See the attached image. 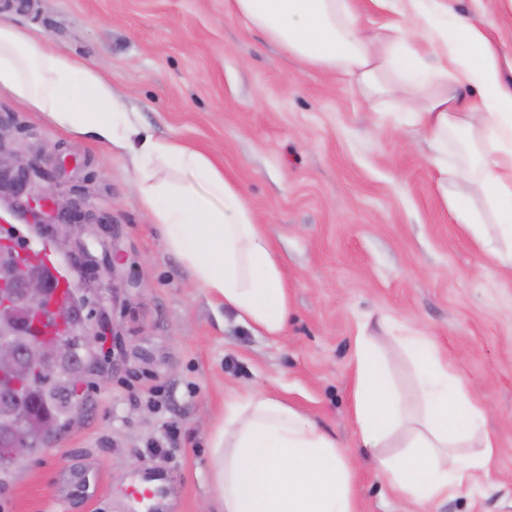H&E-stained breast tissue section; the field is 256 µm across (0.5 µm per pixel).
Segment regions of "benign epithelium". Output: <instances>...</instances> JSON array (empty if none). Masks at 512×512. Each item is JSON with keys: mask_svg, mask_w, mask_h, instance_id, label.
<instances>
[{"mask_svg": "<svg viewBox=\"0 0 512 512\" xmlns=\"http://www.w3.org/2000/svg\"><path fill=\"white\" fill-rule=\"evenodd\" d=\"M37 176L39 172L32 166H19L13 170L0 168V194L22 196ZM72 211L73 205L54 201L47 193L32 195L26 203V212L32 223L42 224L48 219H57L59 238L63 241L73 233ZM39 265L34 257L18 255L15 245H0V328L15 325L23 315L33 318L44 311L55 323H66L68 328L54 341L34 339L23 348L5 341L0 343V378H4L0 381V408L25 410L12 381L28 361L36 360L44 370L51 371L60 358L75 351L84 356L92 349L91 331L85 321L73 313L71 305L48 303L50 284L38 272Z\"/></svg>", "mask_w": 512, "mask_h": 512, "instance_id": "obj_1", "label": "benign epithelium"}]
</instances>
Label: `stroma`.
I'll use <instances>...</instances> for the list:
<instances>
[{"instance_id":"1","label":"stroma","mask_w":512,"mask_h":512,"mask_svg":"<svg viewBox=\"0 0 512 512\" xmlns=\"http://www.w3.org/2000/svg\"><path fill=\"white\" fill-rule=\"evenodd\" d=\"M512 61L504 0H448ZM0 23L94 69L155 138L229 175L279 259L291 317L258 335L200 288L135 191L126 152L52 126L0 90V145L39 170L32 193L76 204L68 242L47 245L99 338L83 407L0 487V512H146L131 494L164 473L159 512H219L211 431L224 402L272 393L354 451L358 512H413L357 448L350 414L359 331L422 329L487 406L498 452L479 489L434 512H512V272L442 205L424 144L389 129L332 73L248 26L229 0H0Z\"/></svg>"}]
</instances>
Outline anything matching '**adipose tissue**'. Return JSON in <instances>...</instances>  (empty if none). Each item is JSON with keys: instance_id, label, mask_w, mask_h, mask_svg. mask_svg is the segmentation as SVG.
<instances>
[{"instance_id": "obj_1", "label": "adipose tissue", "mask_w": 512, "mask_h": 512, "mask_svg": "<svg viewBox=\"0 0 512 512\" xmlns=\"http://www.w3.org/2000/svg\"><path fill=\"white\" fill-rule=\"evenodd\" d=\"M382 22L359 27L353 0H233L236 13L314 69L347 78L368 105L399 103L393 130L428 147L441 200L455 223L512 270V82L485 32L448 0H372ZM55 125L107 147L132 132L111 86L91 68L0 25V90ZM132 156L135 188L169 250L200 288L242 324L285 336L290 316L281 266L248 200L206 156L144 134ZM176 175L158 177L157 166ZM462 192L452 194L449 183ZM482 208H475L472 195ZM416 362V403L394 385L373 337L358 335L351 388L360 445L386 484L433 507L487 471L498 448L486 407L423 332L384 322ZM211 481L221 512H357L352 454L332 433L258 391L224 403L212 434Z\"/></svg>"}]
</instances>
